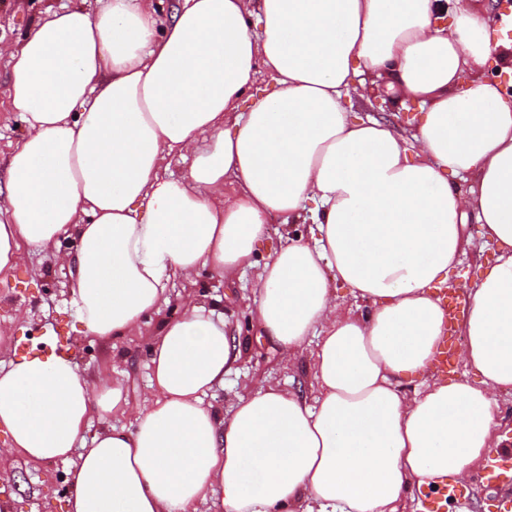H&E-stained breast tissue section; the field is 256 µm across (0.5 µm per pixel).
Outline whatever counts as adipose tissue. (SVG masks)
Masks as SVG:
<instances>
[{
    "mask_svg": "<svg viewBox=\"0 0 512 512\" xmlns=\"http://www.w3.org/2000/svg\"><path fill=\"white\" fill-rule=\"evenodd\" d=\"M495 33L475 0H180L167 21L153 0L48 8L9 54L27 134L8 157L0 274L74 235L79 332L113 340L140 333L172 277L257 268L256 325L287 359L315 345L318 389L262 383L206 405L234 347L191 299L157 329L150 403L88 448L92 416L126 412L121 384L53 353L0 369V462L77 454L68 512L215 497L222 512H399L408 487L466 482L500 440L494 394L512 387V97L484 76L491 54L512 62V41ZM365 74L419 102L411 135L349 114ZM185 152L187 176L161 177ZM274 215L310 237L258 268ZM472 219L498 256L459 323L473 377L445 381L434 290ZM338 282L371 314L337 303Z\"/></svg>",
    "mask_w": 512,
    "mask_h": 512,
    "instance_id": "ef3b65f1",
    "label": "adipose tissue"
}]
</instances>
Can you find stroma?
I'll return each mask as SVG.
<instances>
[{
    "label": "stroma",
    "instance_id": "obj_1",
    "mask_svg": "<svg viewBox=\"0 0 512 512\" xmlns=\"http://www.w3.org/2000/svg\"><path fill=\"white\" fill-rule=\"evenodd\" d=\"M84 5L96 11L97 0H0V43L20 46L41 13L48 7ZM9 66L0 58V191H5L7 173L4 161L16 142L25 134L20 113L13 111L7 95ZM476 239L451 271L448 296H464L466 285L480 276L496 257V247L483 243L471 225ZM73 266L58 260L52 251H24L19 265L8 276H0V332L10 334L9 347H0V366H9L15 357L32 352L42 336L51 335L67 341L80 370L92 380L104 378L122 382L129 401V411L107 420L92 418L86 437H93L104 424L128 427L133 412L143 407L150 395V343L159 323L180 319L187 295H194L206 307L224 316L240 352L232 372L222 387L209 392L207 404L226 408L231 399L258 382L314 396L313 351L305 349L294 361L280 355L277 346L258 334L251 312L256 298L254 271L227 281L209 268H199L192 280H173L169 301L159 312L144 320L140 335L122 340H101L79 335L77 312L70 303ZM74 460L53 459L29 463L12 458L0 470V500H7L10 512H67L71 492L70 473Z\"/></svg>",
    "mask_w": 512,
    "mask_h": 512
}]
</instances>
